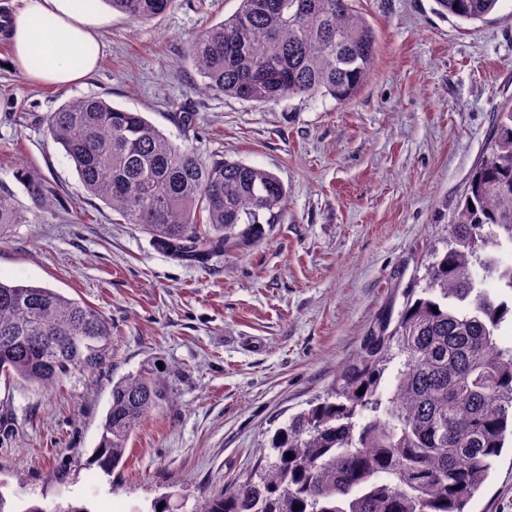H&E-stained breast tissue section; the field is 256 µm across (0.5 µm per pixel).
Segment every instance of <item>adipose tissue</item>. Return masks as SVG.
I'll return each instance as SVG.
<instances>
[{"instance_id":"1","label":"adipose tissue","mask_w":512,"mask_h":512,"mask_svg":"<svg viewBox=\"0 0 512 512\" xmlns=\"http://www.w3.org/2000/svg\"><path fill=\"white\" fill-rule=\"evenodd\" d=\"M23 2L5 25L17 65L29 78L66 88L97 67L98 16L76 8L75 0Z\"/></svg>"}]
</instances>
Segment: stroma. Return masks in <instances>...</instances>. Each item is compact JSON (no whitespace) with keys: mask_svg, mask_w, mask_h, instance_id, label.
I'll use <instances>...</instances> for the list:
<instances>
[{"mask_svg":"<svg viewBox=\"0 0 512 512\" xmlns=\"http://www.w3.org/2000/svg\"><path fill=\"white\" fill-rule=\"evenodd\" d=\"M87 7L102 18V55L64 89L25 76L0 30V192L27 216L0 240V280L91 305L112 324V352L100 372L49 390L0 377V495L13 512H147L163 495L191 512L259 463L447 240L495 111L512 104V0L476 22L435 0H355L377 46L369 80L345 104L195 92L187 43L238 0H173L141 26L103 0ZM90 96L142 113L178 145L275 173L288 200L263 243L183 266L89 196L44 126L63 102ZM185 109L197 132L174 124ZM23 170L43 175L54 206L30 201ZM144 368L157 370L165 399L105 476L90 459L112 382ZM471 509L512 512V452Z\"/></svg>","mask_w":512,"mask_h":512,"instance_id":"obj_1","label":"stroma"}]
</instances>
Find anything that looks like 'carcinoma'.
Returning a JSON list of instances; mask_svg holds the SVG:
<instances>
[{"mask_svg": "<svg viewBox=\"0 0 512 512\" xmlns=\"http://www.w3.org/2000/svg\"><path fill=\"white\" fill-rule=\"evenodd\" d=\"M135 23L171 0H105ZM499 0H436L462 21ZM376 49L352 0H239L187 56L195 88L244 102L353 100ZM87 193L138 225L173 260L204 266L259 245L287 189L274 173L178 147L140 112L101 97L66 101L46 121ZM29 198L49 200L45 178L23 171ZM26 223L0 194V236ZM512 245V105L496 109L489 147L420 278L367 327L325 393L277 429L263 462L201 498L192 512H469L512 438V346L498 336L512 305L476 271L512 292V267L490 250ZM112 327L96 309L47 287L0 281V373L52 387L105 367ZM364 393L357 394L358 390ZM163 400L152 372L112 383L94 464L107 476ZM292 458H286V453Z\"/></svg>", "mask_w": 512, "mask_h": 512, "instance_id": "obj_1", "label": "carcinoma"}]
</instances>
